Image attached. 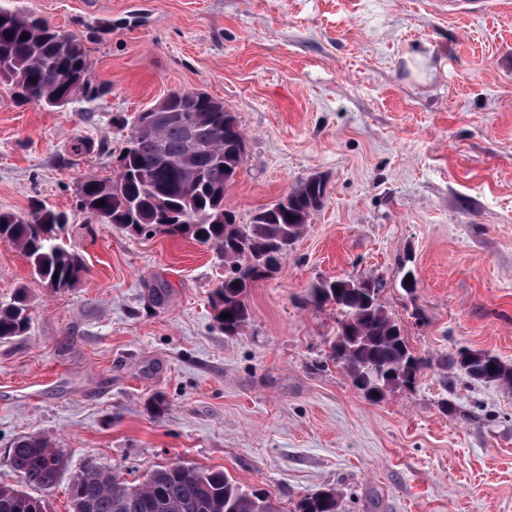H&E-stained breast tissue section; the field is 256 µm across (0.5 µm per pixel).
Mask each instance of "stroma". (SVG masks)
Here are the masks:
<instances>
[{"instance_id":"obj_1","label":"stroma","mask_w":512,"mask_h":512,"mask_svg":"<svg viewBox=\"0 0 512 512\" xmlns=\"http://www.w3.org/2000/svg\"><path fill=\"white\" fill-rule=\"evenodd\" d=\"M13 4L82 38L100 94L48 108L0 83V212H66L62 237L87 267L56 292L0 244V305L22 290L31 315L0 339V485L21 487L10 450L36 434L68 460L34 492L47 512H71L86 466L136 485L173 463L224 470L282 512L331 487L344 512H512V390L434 363L369 402L326 361L335 309L302 302L322 279L379 278L415 354L469 347L512 364V0L476 19L440 0ZM183 90L223 101L246 136L224 199L238 223L327 180L234 336L210 302L218 250L77 207L82 182L113 177L127 122Z\"/></svg>"}]
</instances>
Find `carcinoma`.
I'll list each match as a JSON object with an SVG mask.
<instances>
[{"label": "carcinoma", "mask_w": 512, "mask_h": 512, "mask_svg": "<svg viewBox=\"0 0 512 512\" xmlns=\"http://www.w3.org/2000/svg\"><path fill=\"white\" fill-rule=\"evenodd\" d=\"M0 82L11 87L14 100L52 108L79 96H97L80 38L31 11L2 5ZM209 98L202 92H175L174 108L187 122L132 125L127 171L107 181H84L78 206L100 224L137 235H188L219 250L224 281L213 290L211 303L224 335L234 336L249 321L250 288L279 271L289 247L325 206L327 182L311 176L257 212L250 223H237L224 197L245 161V137L237 117L212 109ZM190 133L201 143L194 154L185 151ZM67 223L66 213L40 204L32 205L25 217L0 212V244L17 248L46 287L72 289L82 282L86 267L62 240ZM370 284L368 277L322 279L309 287L306 300L316 309L334 306L336 336L329 360L377 403L414 387L430 362L413 353ZM226 313L230 317L221 318ZM29 324L25 295L0 306V339L25 334ZM437 364L475 381L512 388V364L486 351L462 347ZM11 463L25 485L41 490L55 487L67 469L63 453L37 435L16 442ZM342 497L337 488L322 489L300 499L291 512H342ZM70 498L73 512H282L269 493L246 489L222 470L183 464L155 469L137 485L89 465L73 479ZM0 512H44V505L23 490L0 486Z\"/></svg>", "instance_id": "obj_1"}]
</instances>
